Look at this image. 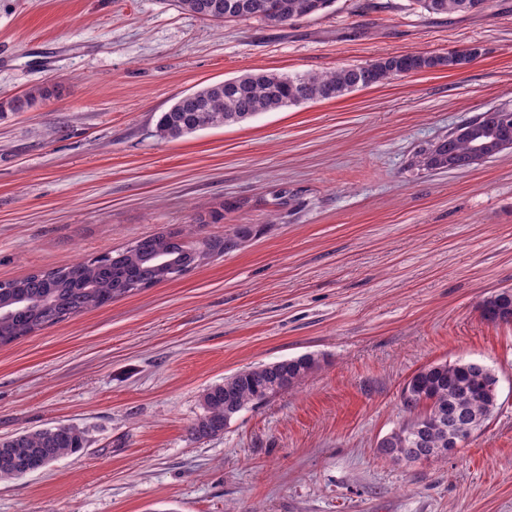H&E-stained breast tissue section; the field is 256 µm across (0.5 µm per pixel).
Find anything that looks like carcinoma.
<instances>
[{
  "instance_id": "cac0c4a2",
  "label": "carcinoma",
  "mask_w": 512,
  "mask_h": 512,
  "mask_svg": "<svg viewBox=\"0 0 512 512\" xmlns=\"http://www.w3.org/2000/svg\"><path fill=\"white\" fill-rule=\"evenodd\" d=\"M190 14L229 21L259 20L286 25L314 16L335 0H175ZM429 14H470L487 8L489 0H411ZM472 45L447 55L407 53L382 57L369 63L339 67L326 73L284 75L275 72L246 73L224 82L206 85L192 96H181L161 114L157 135L176 139L211 127L242 122L305 102L339 99L356 90L382 85L402 75L422 71L460 69L482 55ZM47 91L32 88L0 102V112H26L46 99ZM512 113L503 104L467 120L448 134L415 151L411 165L437 171L471 166L472 152L484 145L488 157L512 145V122L501 114ZM256 233L251 224H237L222 238L209 240L211 250L230 253ZM164 254L173 263L196 266L195 245L180 232L144 236L119 251L103 252L80 260L30 273L11 280L13 287L0 292V305L11 314L0 319V346L8 345L72 316L106 307L122 295L133 293L134 284L151 287L163 282L154 256ZM482 317L493 323H512V291L503 290L483 299ZM319 368L312 355L282 360L237 372L202 395L203 413L191 427L198 440L224 432L228 422L249 405L273 398V388L285 393ZM498 379L479 362H437L419 369L405 384L402 403L410 417L378 444L380 455L393 461L413 456L448 457L449 437L468 438L493 414L498 401ZM86 430L60 425L22 431L0 440V480L20 479L40 471L58 459L80 453L88 446Z\"/></svg>"
}]
</instances>
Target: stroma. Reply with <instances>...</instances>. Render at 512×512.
<instances>
[{
  "instance_id": "obj_1",
  "label": "stroma",
  "mask_w": 512,
  "mask_h": 512,
  "mask_svg": "<svg viewBox=\"0 0 512 512\" xmlns=\"http://www.w3.org/2000/svg\"><path fill=\"white\" fill-rule=\"evenodd\" d=\"M483 54L343 98L162 139L183 94L246 72L321 73L406 53ZM0 281L188 231L254 237L185 275L0 347V439L73 424L90 446L0 481V512H512V149L422 171L413 151L512 104V0L428 15L334 0L285 26L216 23L171 0H0ZM319 368L222 434L190 433L234 373ZM498 378L487 425L445 460L377 444L419 368ZM47 90L43 88H32L26 93L12 99L0 102V112H26L36 106L40 101L46 99ZM479 308L482 317L487 321L512 323V289L509 293L503 290L493 293L482 300Z\"/></svg>"
}]
</instances>
